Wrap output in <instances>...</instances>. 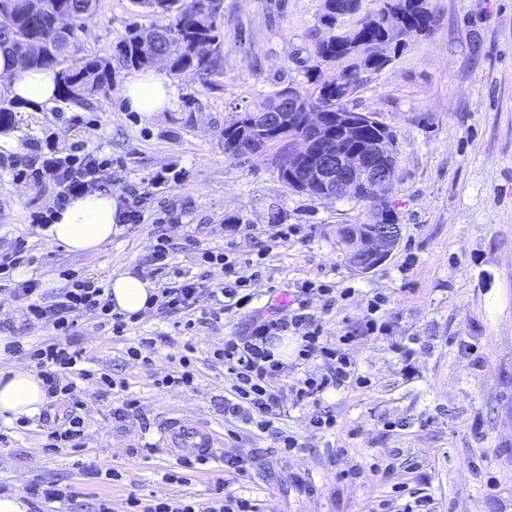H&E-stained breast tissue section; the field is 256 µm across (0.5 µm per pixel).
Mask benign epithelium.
<instances>
[{
    "instance_id": "7a95c632",
    "label": "benign epithelium",
    "mask_w": 512,
    "mask_h": 512,
    "mask_svg": "<svg viewBox=\"0 0 512 512\" xmlns=\"http://www.w3.org/2000/svg\"><path fill=\"white\" fill-rule=\"evenodd\" d=\"M297 122L302 131L289 133L288 162L283 166L291 188L334 201L349 195L360 197L375 213L390 207L389 195L398 173L392 132L381 127L373 139L364 143L357 139L364 127L378 123L371 112L339 109L326 115L290 94L284 112L241 113L235 138L239 147L247 150L254 146L258 133H281ZM400 233V225L375 219L370 224L336 228L348 265L362 274L387 259Z\"/></svg>"
}]
</instances>
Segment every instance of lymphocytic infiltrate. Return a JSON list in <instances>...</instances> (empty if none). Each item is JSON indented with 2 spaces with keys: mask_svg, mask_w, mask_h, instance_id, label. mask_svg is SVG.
Returning a JSON list of instances; mask_svg holds the SVG:
<instances>
[{
  "mask_svg": "<svg viewBox=\"0 0 512 512\" xmlns=\"http://www.w3.org/2000/svg\"><path fill=\"white\" fill-rule=\"evenodd\" d=\"M105 164V159L97 152L62 153L51 143L33 145L29 154L11 162L16 178L36 186L45 182L52 184V206L56 209L63 208L72 197L91 188H103ZM206 257L221 265L225 276L221 288L204 291L197 279L186 275L179 286H163L158 290L155 307L174 315V328L189 330L194 327L201 299H211L221 314L238 312L253 299L247 290V276L238 274L234 263L226 261L224 253L210 251ZM331 293L329 285L305 282L294 291L293 299L281 317L256 319L248 335L225 337L223 348L214 353L231 377V386L224 398L225 414L253 424L259 432L275 435L285 449L297 447L298 440L274 425L279 399L270 386V380L282 371L283 366L267 348L271 336L289 332L300 337L299 360L318 358L324 363L325 371L321 375H308L298 380L293 388L297 402L319 401L328 390L341 389L358 379L355 363L342 350L343 345L350 341L349 335L328 341L312 310V297H325ZM13 295L25 301L27 322L49 325L52 334L47 340L30 347L19 341L9 342L6 350L35 361L48 396L60 400L66 407L64 426L47 434L53 447H84L86 434L81 412L85 410L86 403L77 393L78 380H95L104 391L115 394L124 390L125 382L111 371L89 368L86 352L78 344V319L84 312H96L111 323L113 336L119 338L128 331L130 320L113 312L103 286L90 279L67 284L55 293L49 304L43 302L36 283L32 281L18 284ZM127 506L128 512H260L258 504L248 499L220 493L205 503L193 498L162 501L133 496L128 499Z\"/></svg>",
  "mask_w": 512,
  "mask_h": 512,
  "instance_id": "lymphocytic-infiltrate-1",
  "label": "lymphocytic infiltrate"
}]
</instances>
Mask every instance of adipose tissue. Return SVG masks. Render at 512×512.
Instances as JSON below:
<instances>
[{"label":"adipose tissue","mask_w":512,"mask_h":512,"mask_svg":"<svg viewBox=\"0 0 512 512\" xmlns=\"http://www.w3.org/2000/svg\"><path fill=\"white\" fill-rule=\"evenodd\" d=\"M57 81L55 70L21 69L11 53L0 49V95L29 108L48 105L57 96ZM121 96L134 112H162L176 103L174 86L155 69L129 76ZM119 214L117 195L94 189L54 212L43 233L49 244L92 258L119 234ZM106 293L114 310L132 315L149 311L157 290L152 281L127 270L108 280ZM46 397L37 368L13 364L0 369V422L38 418Z\"/></svg>","instance_id":"obj_1"}]
</instances>
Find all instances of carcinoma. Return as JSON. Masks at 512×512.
<instances>
[{
	"label": "carcinoma",
	"instance_id": "cac0c4a2",
	"mask_svg": "<svg viewBox=\"0 0 512 512\" xmlns=\"http://www.w3.org/2000/svg\"><path fill=\"white\" fill-rule=\"evenodd\" d=\"M146 6L161 19L149 28L131 27L117 47L118 62L126 68H141L152 63L144 55L141 45L152 41L157 51L169 58L173 70L195 69L203 79L220 73L221 19L224 0H133ZM100 0H0V15L8 24L0 28V48L12 51L24 69L56 68L60 76L58 97L81 104L112 76V62L98 57L88 58L77 69L66 65L72 52L78 50L79 33L98 11ZM398 5L410 24L423 35L432 30L434 19L429 0H398ZM66 12L71 26L61 29L57 16ZM355 18L354 27L371 38L381 36L374 26L379 10L362 12L361 0H324L323 12L312 34L311 56L316 65L309 77L312 87H295L306 102L316 104L325 112L347 107V102L336 99V81L349 86L355 94L363 83V74L381 70L384 63L367 60L362 68L345 65L340 70L325 74L322 65L340 60L347 55L345 44L336 38V15Z\"/></svg>",
	"mask_w": 512,
	"mask_h": 512
}]
</instances>
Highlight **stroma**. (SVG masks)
<instances>
[{
    "mask_svg": "<svg viewBox=\"0 0 512 512\" xmlns=\"http://www.w3.org/2000/svg\"><path fill=\"white\" fill-rule=\"evenodd\" d=\"M430 3L431 34L388 49V65L367 74L348 103L387 126L398 151L391 200L400 241L366 274L347 266L336 241L337 225L364 222L365 203L289 188L277 171V147L239 159L224 152V128L241 112L277 90L306 85L309 32L323 0H224L223 72L207 85L192 69L170 73L173 110L130 111L119 92L131 71L117 64L111 85L84 104L15 106L12 141L0 145V252L24 241L34 273L48 283L44 296L64 287L70 273L103 285L130 268L150 272L159 224L168 227L176 265L208 288L221 278L203 265L206 250L256 254L276 211L296 234L271 245L257 266L254 301L241 313L183 332L153 309L121 339L99 326L96 314H85L82 345L96 367L125 378L138 410L115 416L119 399L99 396L95 381L81 382L85 447L47 448L44 429L64 413L48 401L38 420L8 429L0 485L22 493L37 483L60 484L75 495L69 512H94L103 498L122 512L132 495L205 502L219 484L262 512H395L402 485L431 499L433 512H512V0ZM154 21L132 0H101L69 65L116 56L129 27ZM48 140L67 153L97 149L120 199L134 190L147 195L141 222L114 236L96 259L48 245L33 215L47 211L51 184L13 177L12 157ZM230 216L235 224H227ZM306 281L352 289L348 301L318 315L329 338L354 332L346 351L365 381L328 391L314 405L296 403L292 387L304 374H321V360L274 378L275 424L299 442L288 451L253 425L225 417L231 380L213 352L225 337L247 335L253 314L288 305ZM16 285L11 270L0 271V336L40 341L49 331L26 325L24 303L11 294ZM377 294L387 299L388 332L356 335L367 299ZM142 336L155 341L149 366L126 354ZM188 344L195 349L193 387H156V378L175 369L171 354ZM318 410L334 416L335 428L310 426ZM181 415L210 426L216 459L170 483L164 476L178 465L160 437ZM230 429L235 437H227ZM232 459L240 468L229 467ZM103 462L121 480L99 475Z\"/></svg>",
    "mask_w": 512,
    "mask_h": 512,
    "instance_id": "35a3bbf8",
    "label": "stroma"
}]
</instances>
